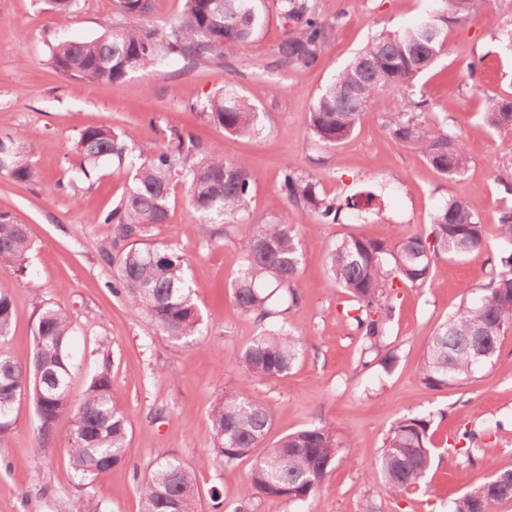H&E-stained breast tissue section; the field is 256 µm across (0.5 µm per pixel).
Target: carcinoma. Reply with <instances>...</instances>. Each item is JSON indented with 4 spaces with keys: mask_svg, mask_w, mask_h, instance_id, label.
I'll return each instance as SVG.
<instances>
[{
    "mask_svg": "<svg viewBox=\"0 0 512 512\" xmlns=\"http://www.w3.org/2000/svg\"><path fill=\"white\" fill-rule=\"evenodd\" d=\"M490 0H435L415 24L384 32L361 49L337 76L321 89L308 115L316 143L337 144L350 138L364 111L390 92L413 91L420 75L445 53L448 32L482 12ZM152 0H121L124 13L144 18ZM277 15L293 22L291 34L278 45L288 66H314L330 36L319 19L317 0H275ZM264 23L257 0H184L182 14L166 29L117 22L97 37L65 40L50 48V62L60 74L81 82H116L134 73H150L165 58H221L249 42ZM512 99L502 98L484 113V122L512 135ZM208 121L237 136L260 131L256 106L230 86L217 91L203 106ZM393 140L412 144L439 174L456 178L468 168L463 140L448 128L422 129L418 115L406 112L390 130ZM82 157L77 176L102 160L135 167L131 185L104 218L114 227L113 244L131 243L118 253L119 276L114 293L123 295L131 311L148 318L173 342L187 343L202 332V317L193 300L195 285L188 278L183 255L164 246H136L149 229L169 217L174 186L184 184L189 204L200 215V235L212 234L214 224H241L251 202L252 175L244 159L227 160L218 148L199 161L183 154V137L168 150L134 148L128 136L111 127L84 128L75 143ZM0 169L17 181L34 175L25 142L0 136ZM286 199L320 221L337 220L344 210L365 213L374 194L357 193L340 200L318 195L316 182L291 168L280 185ZM246 250L233 281L236 310L260 322L261 331L241 356L245 377L224 391L210 410L214 432L212 455L228 466L255 455L247 474L248 499L279 498L300 506L321 488L330 467L346 444L329 427L308 426L266 443L272 425L270 409L251 392L255 379L284 377L306 347L303 336L288 329L285 314L297 305L296 287L302 253L297 225L281 219L246 225ZM485 244L483 224L464 199L440 206L422 230L396 243L349 235L327 253L330 280L349 297L345 318L362 339L360 364L368 369L385 347L393 306L389 291L396 283H425L443 257H462ZM34 248L29 228L0 211V266L27 271ZM502 271L482 289L475 303L463 301L435 332L425 351L420 375L431 389L456 386L492 363L501 337L512 329V252L500 258ZM11 286L0 282V433L12 426L22 398L31 399L38 437L50 436L56 421L70 415L67 453L77 486L92 484L112 467L126 462L128 420L112 399L108 357H103L79 402L70 395V316L43 306L34 326L33 355L22 366L10 355L13 321ZM380 365L388 371L394 358ZM432 415L403 416L388 429L374 477L397 499L421 488L432 463L429 429ZM141 512H198L195 469L176 458L159 461L137 486ZM512 500V482H481L448 504V512H491L500 501Z\"/></svg>",
    "mask_w": 512,
    "mask_h": 512,
    "instance_id": "cac0c4a2",
    "label": "carcinoma"
}]
</instances>
